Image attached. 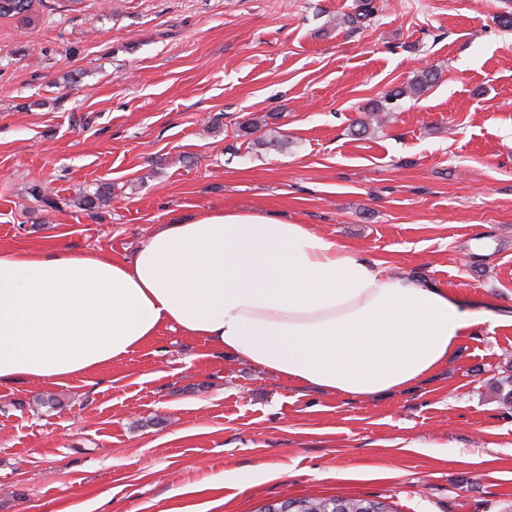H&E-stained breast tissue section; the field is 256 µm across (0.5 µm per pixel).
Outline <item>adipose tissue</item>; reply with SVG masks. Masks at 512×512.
<instances>
[{"instance_id": "ef3b65f1", "label": "adipose tissue", "mask_w": 512, "mask_h": 512, "mask_svg": "<svg viewBox=\"0 0 512 512\" xmlns=\"http://www.w3.org/2000/svg\"><path fill=\"white\" fill-rule=\"evenodd\" d=\"M477 322L444 286L258 209L159 225L131 259L0 250V386L64 382L170 328L290 384L368 398L447 363Z\"/></svg>"}]
</instances>
